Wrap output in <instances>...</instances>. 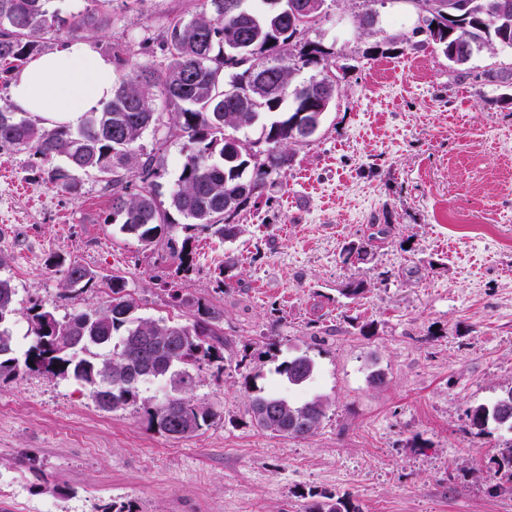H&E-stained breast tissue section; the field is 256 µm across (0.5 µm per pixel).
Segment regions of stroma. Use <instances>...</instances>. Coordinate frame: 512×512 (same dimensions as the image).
Listing matches in <instances>:
<instances>
[{
  "label": "stroma",
  "instance_id": "35a3bbf8",
  "mask_svg": "<svg viewBox=\"0 0 512 512\" xmlns=\"http://www.w3.org/2000/svg\"><path fill=\"white\" fill-rule=\"evenodd\" d=\"M202 4L112 0L109 24L84 37L104 56L127 47L130 67H157L168 22ZM327 5L308 38L335 63V103L241 213L234 241L181 219L142 246L118 231L95 172L63 193L32 152L0 150V278L16 288L22 344L33 304L64 318L106 301L63 289L56 259L125 275L141 317L191 321L173 289L224 315V363L202 365L191 390L217 415L191 438L150 426L147 408L165 397L157 382L106 412L70 379H0V512H307L315 493L361 512H512L511 493H488L489 459L512 431L471 428L465 415L512 386V48L474 51L453 82L447 58L422 45L411 0H384L364 29L360 0ZM487 70L497 79L482 81ZM154 107L140 144L165 207L186 140L164 99ZM173 240L188 241L190 271ZM365 240L367 261L345 262ZM352 279L366 283L354 300L341 293ZM301 353L317 370L297 397L330 403L320 428L291 439L252 427L251 396Z\"/></svg>",
  "mask_w": 512,
  "mask_h": 512
}]
</instances>
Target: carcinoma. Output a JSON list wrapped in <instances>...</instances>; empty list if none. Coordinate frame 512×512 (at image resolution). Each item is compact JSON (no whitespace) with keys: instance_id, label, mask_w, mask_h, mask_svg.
Wrapping results in <instances>:
<instances>
[{"instance_id":"carcinoma-1","label":"carcinoma","mask_w":512,"mask_h":512,"mask_svg":"<svg viewBox=\"0 0 512 512\" xmlns=\"http://www.w3.org/2000/svg\"><path fill=\"white\" fill-rule=\"evenodd\" d=\"M47 0H0V85L42 50V39L56 41L80 36L106 17L99 10L62 18L45 7ZM204 0L190 19L169 21L161 68L128 69L126 50L111 47L113 64L121 73L112 98L72 128L40 125L0 98V148L29 150L51 165L48 179L61 192L75 189L73 171H94L112 197L113 220L119 231L145 246L155 242L173 223L175 212L189 226L213 237L233 239L242 232L238 217L267 186L273 173L292 162L291 147L310 138L332 107L337 88L328 84L330 53L305 39L325 13L326 0H310L312 19L295 7L298 0ZM421 12L417 33L449 62L465 63L475 46L498 43L512 48V0H413ZM437 27H432V24ZM316 68L321 78L293 85L296 72ZM176 108L175 123L187 138L189 151L178 188L163 210L152 193H130L131 178L147 182L155 174L153 158L139 144L157 123L156 94ZM292 107L264 126L266 149L237 133L254 125L261 111ZM61 159L65 166H54ZM62 286L69 289L106 288L107 301L60 320L43 306L29 309L34 343L17 356L10 321L17 314L16 289L0 278V379H15L28 370L44 369L89 387L96 405L115 411L138 401L140 387L161 381L166 398L148 409L150 426L172 439L197 435L217 415L210 406L189 396L192 370L224 361L220 338L222 314L197 305L193 320H150L137 315L138 304L121 274L100 275L78 263L55 262ZM276 372L290 387H301L315 374L306 355L283 361ZM329 402L321 396L303 401L277 390L252 396L250 419L258 430L285 438H305L326 418ZM273 408L266 421L257 412ZM469 425L480 431L490 423L512 430V387L493 404L466 412ZM501 480L493 491L512 492V445L491 459ZM307 512H361L332 495L310 504Z\"/></svg>"}]
</instances>
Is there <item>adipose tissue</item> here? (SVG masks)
<instances>
[{
  "label": "adipose tissue",
  "mask_w": 512,
  "mask_h": 512,
  "mask_svg": "<svg viewBox=\"0 0 512 512\" xmlns=\"http://www.w3.org/2000/svg\"><path fill=\"white\" fill-rule=\"evenodd\" d=\"M114 67L92 44L75 40L33 58L11 82L16 111L49 124H81L112 95Z\"/></svg>",
  "instance_id": "obj_1"
}]
</instances>
